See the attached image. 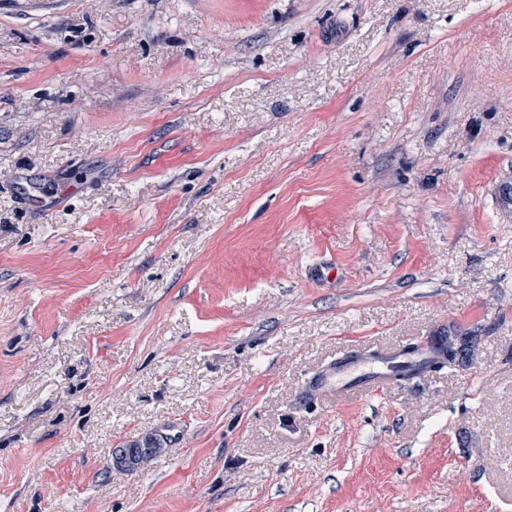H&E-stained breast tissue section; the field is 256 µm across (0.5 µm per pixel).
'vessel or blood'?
Returning a JSON list of instances; mask_svg holds the SVG:
<instances>
[{"instance_id":"b4317fda","label":"vessel or blood","mask_w":512,"mask_h":512,"mask_svg":"<svg viewBox=\"0 0 512 512\" xmlns=\"http://www.w3.org/2000/svg\"><path fill=\"white\" fill-rule=\"evenodd\" d=\"M443 361L442 339L438 336L386 351L348 347L309 375L300 391V400L310 403L328 397L373 394L392 384L396 368H403L406 380L413 381L440 367Z\"/></svg>"}]
</instances>
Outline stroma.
<instances>
[{"mask_svg": "<svg viewBox=\"0 0 512 512\" xmlns=\"http://www.w3.org/2000/svg\"><path fill=\"white\" fill-rule=\"evenodd\" d=\"M510 184L512 0H0V512H512ZM471 340L472 336H468V333L455 327L448 328V358L446 359V365L449 369L464 362L465 351ZM455 341L460 342L459 348H455ZM443 339L444 336H427L411 346L386 351L347 347L309 375L300 391V402L375 394L384 386L394 383V370L397 367L406 371V381H414L422 373L442 365L445 359ZM126 448L134 449V448H144L143 451L139 449L130 454L127 460L122 461L121 457L118 456L115 461L121 462L113 465L116 469L125 470V471H135L142 467L154 454H156L161 448L160 441L153 436H145L137 440H132L127 443Z\"/></svg>", "mask_w": 512, "mask_h": 512, "instance_id": "1", "label": "stroma"}]
</instances>
